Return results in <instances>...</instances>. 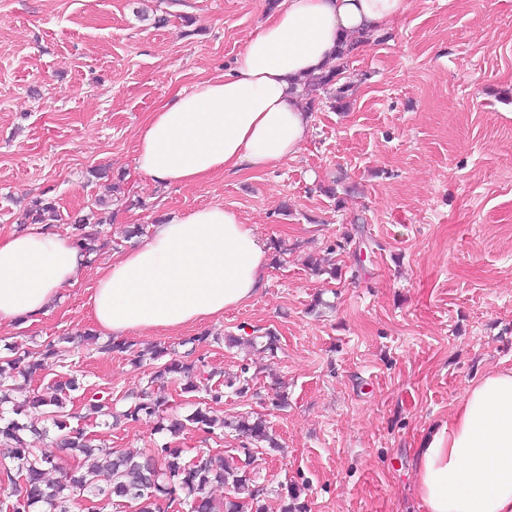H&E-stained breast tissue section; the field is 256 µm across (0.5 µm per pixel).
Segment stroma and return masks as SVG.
<instances>
[{"instance_id":"35a3bbf8","label":"stroma","mask_w":512,"mask_h":512,"mask_svg":"<svg viewBox=\"0 0 512 512\" xmlns=\"http://www.w3.org/2000/svg\"><path fill=\"white\" fill-rule=\"evenodd\" d=\"M408 3L346 59L345 109L332 91L302 92L311 129L295 159L163 187L137 168L139 129L171 94L223 76L271 0H0V234L22 228L37 197L55 203L51 225L65 235L90 211L107 219L105 246L46 315L0 326L1 355L89 334L15 399L77 375L85 395L66 408L71 426L135 456L164 442L188 457L231 456L246 443L235 432L174 437L160 425L198 406L259 417L278 442L254 446L266 512L291 489L301 512H420V439L483 374L512 367V0ZM212 203L265 239L262 294L108 351L88 297L98 268L132 248L127 226ZM313 257L339 276L312 272ZM268 331L276 349L249 344ZM193 336L202 374L247 370L248 393L213 404L154 382L150 352ZM158 389L162 415L136 422L104 420L84 401Z\"/></svg>"}]
</instances>
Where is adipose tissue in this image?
I'll return each mask as SVG.
<instances>
[{
    "instance_id": "obj_1",
    "label": "adipose tissue",
    "mask_w": 512,
    "mask_h": 512,
    "mask_svg": "<svg viewBox=\"0 0 512 512\" xmlns=\"http://www.w3.org/2000/svg\"><path fill=\"white\" fill-rule=\"evenodd\" d=\"M406 0H282L219 79L170 97L138 132L137 167L184 185L262 171L301 152L309 116L298 94L350 34L390 28ZM265 243L220 204L168 215L103 268L90 297L115 338L180 330L223 315L263 286ZM84 257L72 237L31 224L0 236V324H31L71 286ZM423 512H512V368L481 376L415 459Z\"/></svg>"
}]
</instances>
